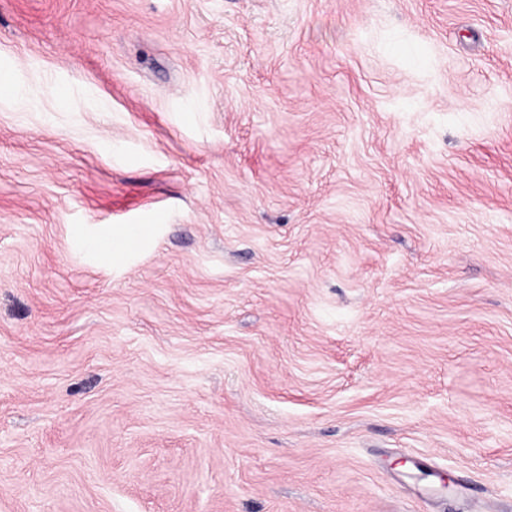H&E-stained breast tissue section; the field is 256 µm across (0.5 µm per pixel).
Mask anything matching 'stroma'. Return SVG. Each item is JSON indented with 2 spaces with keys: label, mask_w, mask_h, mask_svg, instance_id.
Here are the masks:
<instances>
[{
  "label": "stroma",
  "mask_w": 512,
  "mask_h": 512,
  "mask_svg": "<svg viewBox=\"0 0 512 512\" xmlns=\"http://www.w3.org/2000/svg\"><path fill=\"white\" fill-rule=\"evenodd\" d=\"M0 72V512H512V0H0ZM155 230L154 224L123 225L120 230H112V236L99 237L93 246L105 261L118 264L152 238Z\"/></svg>",
  "instance_id": "stroma-1"
}]
</instances>
